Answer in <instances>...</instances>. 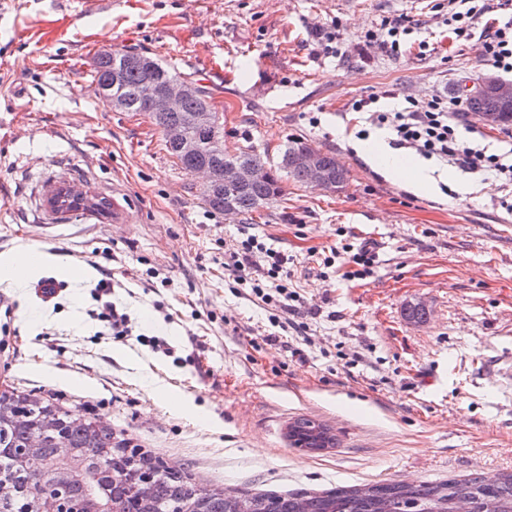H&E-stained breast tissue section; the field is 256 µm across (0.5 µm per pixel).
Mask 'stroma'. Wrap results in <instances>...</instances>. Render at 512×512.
<instances>
[{"mask_svg": "<svg viewBox=\"0 0 512 512\" xmlns=\"http://www.w3.org/2000/svg\"><path fill=\"white\" fill-rule=\"evenodd\" d=\"M385 18L415 26L394 58L363 39ZM321 24L337 25L340 57L322 55ZM107 47L200 81L225 154L275 162L302 139L335 154L344 187L288 181L259 213L211 211L203 176L180 168L148 116L97 96L94 57ZM489 70L431 0H0V385L96 414L141 451L236 491L512 472V213L500 205L512 187L451 164L458 183L416 193L357 150L351 109L365 96L382 111L454 97ZM63 186L108 212H55ZM245 234L288 255L290 287L316 314L280 346L265 342L267 307L224 280V246ZM367 241L376 262L360 279L310 258ZM23 249L37 268L12 266ZM46 276L62 284L49 303L33 289ZM417 300L422 323L403 314ZM112 305L127 335H106ZM298 418L329 428L334 446L291 447Z\"/></svg>", "mask_w": 512, "mask_h": 512, "instance_id": "1", "label": "stroma"}]
</instances>
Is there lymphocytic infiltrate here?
<instances>
[{
	"label": "lymphocytic infiltrate",
	"mask_w": 512,
	"mask_h": 512,
	"mask_svg": "<svg viewBox=\"0 0 512 512\" xmlns=\"http://www.w3.org/2000/svg\"><path fill=\"white\" fill-rule=\"evenodd\" d=\"M455 40L477 43L482 58L512 74V0H438L436 5ZM368 112L377 126L390 127L398 147H419L426 157L452 161L466 173H485L512 185V163L463 140L458 128L464 115L460 101L445 95L411 99L401 111L376 110L372 98L352 104ZM288 257L254 235L237 240L224 251V269L252 298L273 306L269 321L280 329L299 330L298 296L290 290Z\"/></svg>",
	"instance_id": "obj_1"
}]
</instances>
